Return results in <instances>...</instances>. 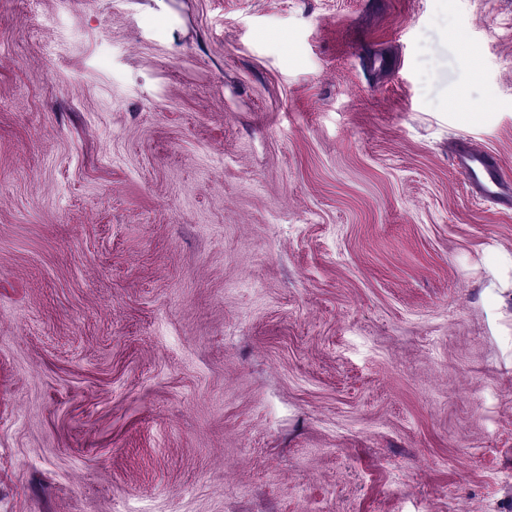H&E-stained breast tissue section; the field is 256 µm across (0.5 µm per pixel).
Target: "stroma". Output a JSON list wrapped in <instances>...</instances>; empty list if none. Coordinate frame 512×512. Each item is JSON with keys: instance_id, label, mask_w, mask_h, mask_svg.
<instances>
[{"instance_id": "stroma-1", "label": "stroma", "mask_w": 512, "mask_h": 512, "mask_svg": "<svg viewBox=\"0 0 512 512\" xmlns=\"http://www.w3.org/2000/svg\"><path fill=\"white\" fill-rule=\"evenodd\" d=\"M512 0H0V512H512ZM450 158L467 178L475 195L506 208H512V189L502 179L498 160L467 138L454 141Z\"/></svg>"}]
</instances>
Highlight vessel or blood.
<instances>
[{
	"label": "vessel or blood",
	"mask_w": 512,
	"mask_h": 512,
	"mask_svg": "<svg viewBox=\"0 0 512 512\" xmlns=\"http://www.w3.org/2000/svg\"><path fill=\"white\" fill-rule=\"evenodd\" d=\"M450 158L466 176L475 195L512 208V189L503 181L495 156L471 144L467 138L459 137L452 145Z\"/></svg>",
	"instance_id": "1"
}]
</instances>
